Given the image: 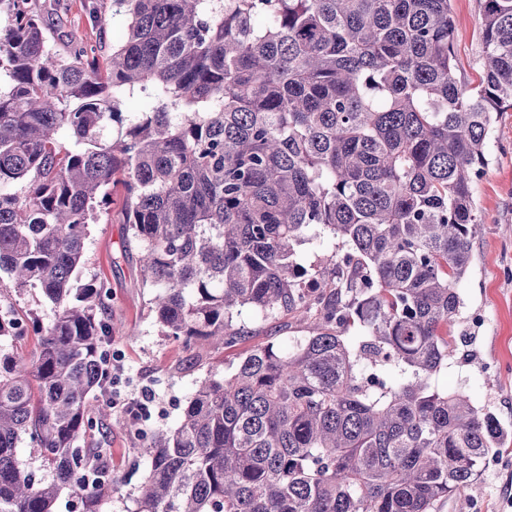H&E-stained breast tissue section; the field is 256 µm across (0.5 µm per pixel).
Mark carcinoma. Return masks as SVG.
<instances>
[{"label":"carcinoma","instance_id":"cac0c4a2","mask_svg":"<svg viewBox=\"0 0 512 512\" xmlns=\"http://www.w3.org/2000/svg\"><path fill=\"white\" fill-rule=\"evenodd\" d=\"M106 68L49 42L36 0H0V273L47 326L0 315V512H98L114 490L104 280L75 287L88 227L124 189L161 333L206 359L234 316L292 310L308 335L257 346L140 448L134 512H436L508 432L440 385L456 285L481 220L473 183L512 107V0H483V82L457 76L450 0H111ZM136 100L140 107L127 110ZM326 233L307 267L297 247ZM356 326L358 336L346 335ZM29 438L44 481L19 466ZM1 305L4 308H12L20 315L33 313L44 325L50 324L55 314V307L45 299L40 289L26 288L18 292L7 281L0 288ZM38 348L39 335L32 330L21 340H14L10 337H4L0 340V353L19 355L27 361L35 358Z\"/></svg>","mask_w":512,"mask_h":512}]
</instances>
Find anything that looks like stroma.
Masks as SVG:
<instances>
[{"instance_id": "obj_1", "label": "stroma", "mask_w": 512, "mask_h": 512, "mask_svg": "<svg viewBox=\"0 0 512 512\" xmlns=\"http://www.w3.org/2000/svg\"><path fill=\"white\" fill-rule=\"evenodd\" d=\"M45 9L51 44L64 50L76 41L86 47L111 45L124 21L112 16L111 0H100L107 26L88 15L89 0H37ZM455 22L454 49L458 74L477 86L482 73L480 21L482 0H450ZM124 190L115 187L108 217L90 225L85 243L82 282L106 280L111 292V352L119 353L123 368L122 399L154 396L151 417L139 422H113L95 428L92 441L110 449L108 469L115 481L112 496L100 512H131L146 473L147 460L138 450L145 437L174 428L194 394L207 379H220L232 371L248 350L271 343L284 348L302 335L296 313L282 311L261 318L242 309L237 322L246 333L236 345L212 351L194 369L181 370L188 350L163 336L149 310L151 291L143 284L139 247L127 231L122 206ZM474 197L482 225L473 243V262L457 285L464 305L460 328L473 343L474 362L452 363L443 381L457 387L468 381L475 403L489 409L507 428L512 427V108L498 114L488 147V165L474 182ZM0 306L19 314L37 315L43 324L54 318V307L40 289L17 290L0 286ZM438 512H512V439L490 457L471 496H454Z\"/></svg>"}]
</instances>
